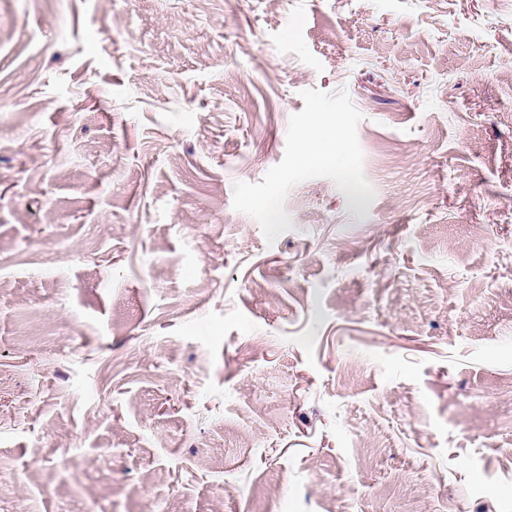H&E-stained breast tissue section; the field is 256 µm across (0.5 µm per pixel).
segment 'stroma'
I'll use <instances>...</instances> for the list:
<instances>
[{"mask_svg":"<svg viewBox=\"0 0 512 512\" xmlns=\"http://www.w3.org/2000/svg\"><path fill=\"white\" fill-rule=\"evenodd\" d=\"M0 512H512V0H0ZM335 157L337 158L336 132L330 126H318L302 143L295 165L300 169H315L327 165Z\"/></svg>","mask_w":512,"mask_h":512,"instance_id":"35a3bbf8","label":"stroma"}]
</instances>
